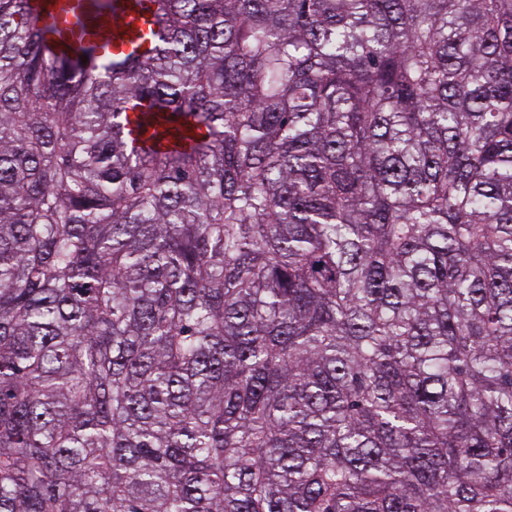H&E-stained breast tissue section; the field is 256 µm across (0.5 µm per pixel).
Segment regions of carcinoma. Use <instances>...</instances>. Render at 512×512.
Instances as JSON below:
<instances>
[{
    "label": "carcinoma",
    "instance_id": "obj_1",
    "mask_svg": "<svg viewBox=\"0 0 512 512\" xmlns=\"http://www.w3.org/2000/svg\"><path fill=\"white\" fill-rule=\"evenodd\" d=\"M152 2L0 0V512H512V0ZM45 45L52 54H79L92 46L97 57L128 56L151 46L148 38L130 42L126 30L145 36L149 28V0H37L30 2Z\"/></svg>",
    "mask_w": 512,
    "mask_h": 512
}]
</instances>
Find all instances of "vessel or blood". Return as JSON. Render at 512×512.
<instances>
[{
    "label": "vessel or blood",
    "mask_w": 512,
    "mask_h": 512,
    "mask_svg": "<svg viewBox=\"0 0 512 512\" xmlns=\"http://www.w3.org/2000/svg\"><path fill=\"white\" fill-rule=\"evenodd\" d=\"M33 9L54 54L90 46L99 57L127 56L151 45L150 0H34Z\"/></svg>",
    "instance_id": "b4317fda"
}]
</instances>
